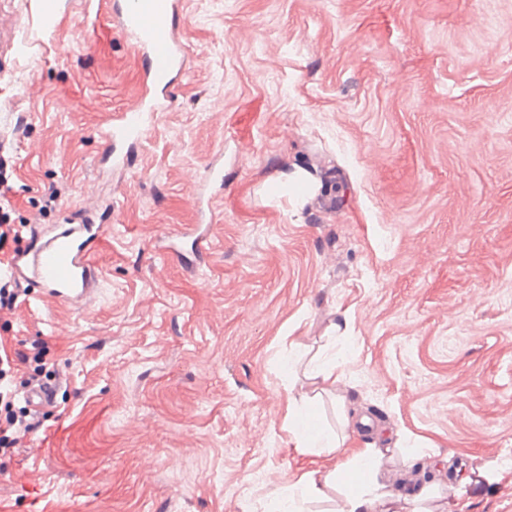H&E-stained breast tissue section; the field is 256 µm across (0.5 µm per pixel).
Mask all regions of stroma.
I'll use <instances>...</instances> for the list:
<instances>
[{
    "mask_svg": "<svg viewBox=\"0 0 512 512\" xmlns=\"http://www.w3.org/2000/svg\"><path fill=\"white\" fill-rule=\"evenodd\" d=\"M15 7L12 217L81 219L96 181L110 229L90 306L23 285L0 312V345L44 341L62 376L0 456V512H270L304 473L356 483L296 448L292 401L380 450L400 512H512V0H181L177 106L119 172L97 131L142 91L134 53L81 0L48 34ZM219 153L193 271L158 243L197 223L189 177ZM294 342L335 389L289 372Z\"/></svg>",
    "mask_w": 512,
    "mask_h": 512,
    "instance_id": "1",
    "label": "stroma"
}]
</instances>
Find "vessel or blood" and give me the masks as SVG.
I'll use <instances>...</instances> for the list:
<instances>
[{
	"instance_id": "obj_1",
	"label": "vessel or blood",
	"mask_w": 512,
	"mask_h": 512,
	"mask_svg": "<svg viewBox=\"0 0 512 512\" xmlns=\"http://www.w3.org/2000/svg\"><path fill=\"white\" fill-rule=\"evenodd\" d=\"M94 22L113 24L141 62L144 89L123 105L100 130L104 146L101 164L122 169L133 147L144 141L161 112L176 102L175 88L188 62L187 37L179 26L178 0H84ZM224 164L213 161L205 181L196 186L195 204L200 220L192 246L197 258L210 249L212 214L207 187L223 184ZM108 231L107 225L63 221L31 233L18 253L0 254V279L39 288L50 299L82 304L92 299L99 285V269L92 259L94 248ZM56 388L44 381L26 388L23 399L29 409L40 411L54 403Z\"/></svg>"
}]
</instances>
